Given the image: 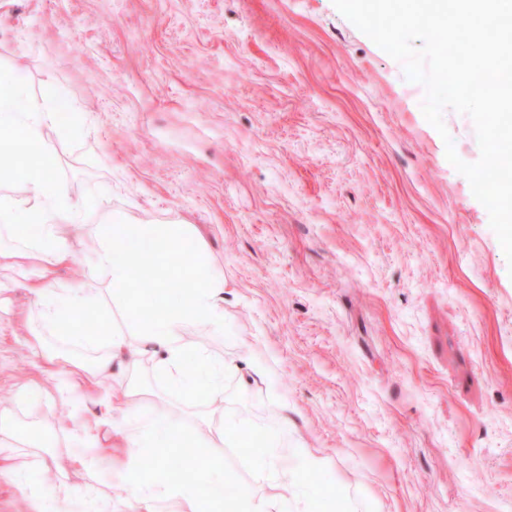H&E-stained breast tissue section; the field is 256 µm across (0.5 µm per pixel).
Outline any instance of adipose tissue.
I'll return each instance as SVG.
<instances>
[{"label":"adipose tissue","mask_w":512,"mask_h":512,"mask_svg":"<svg viewBox=\"0 0 512 512\" xmlns=\"http://www.w3.org/2000/svg\"><path fill=\"white\" fill-rule=\"evenodd\" d=\"M57 112L52 102L31 104L17 81L0 74V170L31 186L24 204L0 202V270L15 271L27 264L37 268V278L28 286L32 308L48 333L68 328L70 344L89 351L83 366L87 376L111 375L113 365H133L152 354L158 356L159 372L173 390L191 397L223 394L224 363L188 341L198 329L223 333L226 286L197 242L192 225L105 226L84 281L68 288L65 298H58L54 272L71 262L74 253L55 221L61 217L81 220L84 209L53 190L55 169L48 162L51 150L44 130L56 125ZM18 140L23 149H15ZM20 224L39 225L41 232L35 238L20 237L16 232ZM136 263L152 278L154 295L140 293L132 276ZM172 288L179 289L181 296L174 312L168 310L166 297ZM120 310L129 313V327L107 325V318ZM144 395L141 384L130 382L113 388L104 403L113 426L126 435L123 485L139 512H149L159 494L182 500L193 510L198 504L195 479L199 476L208 485L211 512H267L265 502L257 500L247 486H236L232 494H225L223 464L208 454L212 448L243 447L242 426L234 416H223L216 435L202 437L165 404L145 403ZM279 409L281 415L269 431L265 449L255 452L254 458L258 467L287 487L297 474L287 451L288 406L283 403ZM152 438L178 454L192 450L195 478L166 479L162 453L153 457V472H144L142 450Z\"/></svg>","instance_id":"ef3b65f1"}]
</instances>
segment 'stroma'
<instances>
[{"instance_id":"1","label":"stroma","mask_w":512,"mask_h":512,"mask_svg":"<svg viewBox=\"0 0 512 512\" xmlns=\"http://www.w3.org/2000/svg\"><path fill=\"white\" fill-rule=\"evenodd\" d=\"M0 71L34 103L63 94L84 131L44 136L55 188L85 204L59 220L73 260L103 225L190 224L223 274L224 333L191 338L232 364L222 407L260 440L288 404L294 437L323 460L298 480L322 512H512V269L468 180L421 104L425 90L332 0H0ZM18 276L0 294V411L47 436L15 449L0 512L89 487L131 512L123 435L104 423L109 378L50 385L44 335ZM144 356L140 380L201 429L210 399L172 391ZM98 434L99 468L79 465ZM228 483L278 512L283 492L240 448H217Z\"/></svg>"}]
</instances>
